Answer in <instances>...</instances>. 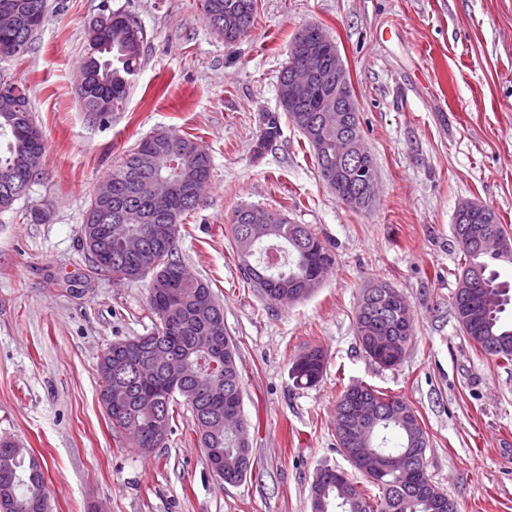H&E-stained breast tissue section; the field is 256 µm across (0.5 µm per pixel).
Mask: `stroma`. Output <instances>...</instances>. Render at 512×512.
<instances>
[{"mask_svg":"<svg viewBox=\"0 0 512 512\" xmlns=\"http://www.w3.org/2000/svg\"><path fill=\"white\" fill-rule=\"evenodd\" d=\"M115 11L146 39L126 103L100 118L83 111L77 84L88 23ZM308 24L335 41L360 103L378 179L367 211L319 180L289 120L255 151L263 113L280 109L290 39ZM0 78L27 86L45 144L41 175L0 212V439L39 460L49 512H311L319 469L366 481L333 427L340 389L359 383L413 407L429 437L426 473L458 512H512V365L476 349L452 308L458 205L488 206L512 226V0H258L255 26L233 42L211 33L202 0H48L28 53L0 57ZM164 130L196 137L212 158L177 249L217 295L239 348L253 465L235 485L209 469L186 406L143 455L100 399L102 352L156 320L147 280L90 276L84 214L127 151ZM243 205L331 244L336 264L307 298L270 303L244 281L229 242ZM373 278L411 309L413 336L392 368L355 342ZM310 345L325 369L301 389L289 369Z\"/></svg>","mask_w":512,"mask_h":512,"instance_id":"obj_1","label":"stroma"}]
</instances>
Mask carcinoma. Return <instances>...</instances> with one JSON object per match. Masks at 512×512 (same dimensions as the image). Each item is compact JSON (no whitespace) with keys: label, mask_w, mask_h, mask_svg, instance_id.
Segmentation results:
<instances>
[{"label":"carcinoma","mask_w":512,"mask_h":512,"mask_svg":"<svg viewBox=\"0 0 512 512\" xmlns=\"http://www.w3.org/2000/svg\"><path fill=\"white\" fill-rule=\"evenodd\" d=\"M4 5L18 6L30 13L46 14L47 0H0ZM203 12L206 23L215 28L216 21L235 15L238 27L228 36L237 40L246 35L254 26L257 14L256 0H204ZM138 30L144 37L142 27L135 19L121 11L112 13V26L99 31L96 40L112 42V53L95 49L93 42H87V51L93 54L94 68L89 88L81 96L84 108L95 114H105L119 109L128 97L129 89L140 68L142 45L127 40V29ZM32 32L25 28L3 33L0 31V56L21 57L29 48ZM13 82L0 79V138L7 139L6 152H0V210L10 209L17 199L27 191L41 174L45 152L43 140L35 141L17 129L21 121L33 124L29 96L26 89L14 92ZM280 136V115L266 113L256 142V152L267 149ZM150 143L157 156L155 168L140 171L136 167V155L141 147ZM211 175L212 159L195 139L176 133L161 131L140 141L125 156L119 166L112 170L108 179L119 199L132 208V215L123 221H112V232L100 234L104 246L112 248V262L99 264L91 262L95 275H111L121 280H138L135 270L143 263L156 264L151 277L175 278L181 272L182 263L174 257L180 226L194 211L198 203L174 202L169 211L162 215L154 211L151 200L141 192L142 186L155 176L177 178L190 184L199 173ZM278 224L230 223L231 245L240 258V269L244 278L256 288L267 301L274 302L281 294L302 285L301 278L308 272L301 247L311 245L315 254L325 258L328 267L336 263L330 244L322 240L308 224H292L287 217L273 214ZM171 224V241L152 244L147 252L138 257L123 256L119 253L123 240L133 235L134 224ZM468 224H484L498 231L512 241V230L499 222L495 211L488 206L475 204L470 209L457 208L452 228ZM464 255L465 263L453 297L455 317L464 335L482 353L500 363L512 364V324L504 319L507 307L512 305V281L504 278L494 265L482 261V252L475 250L465 238L455 237ZM275 249L268 281L260 288L254 283L247 263L249 258L258 256L257 265L265 264L269 249ZM475 270L479 273L484 287L476 293L468 288L467 275ZM215 295L201 279L176 282L171 289L173 310L181 320V331L176 336L165 335L162 318L151 332L152 338L161 349L181 358L188 370L186 386L208 385L222 378L224 397L221 404L212 409L202 408L204 417L197 419L195 433L204 452L224 462V479H238L240 470L252 468V448L240 449L236 434L224 428V413L233 407L243 412L242 378L237 376L236 358L238 347L228 336L224 337V373L217 375L209 371V354L199 347L197 337L203 335L200 328L213 327L216 334L224 332V313L208 318L196 306L199 292ZM401 308L385 293L367 296L362 291L355 319V336L359 347L367 357H372L370 345L378 336H395L408 343L412 333L404 329L400 320ZM140 337L113 342L102 353L98 363L101 380V401L112 428L133 434L138 430L140 438L134 440V448H149V438L155 427L151 414L154 406L161 407L166 432L172 431L175 422L177 394L164 397L157 389L166 382L168 372L161 366L158 356L144 354L139 363H128V349L135 346ZM324 366L316 361L302 363L294 360L289 376L294 385L308 388L322 377ZM378 401L381 408L371 447L380 453L393 451L411 453L416 448L428 447V434L420 419L407 423L397 419L396 409L408 405L402 397L386 394L369 385L345 387L336 402L335 436L341 454H346L347 445L341 436L343 411L348 397L353 392ZM424 462L413 461L411 472L404 475L390 473L381 480L367 478L378 489L373 495L368 488L354 482L345 485L336 482V469L322 468L313 479L311 496L322 495L326 512H457L453 499L441 502L427 499L419 490L420 470ZM45 476L40 462L28 449L10 441L0 442V512H48L44 494Z\"/></svg>","instance_id":"obj_1"}]
</instances>
